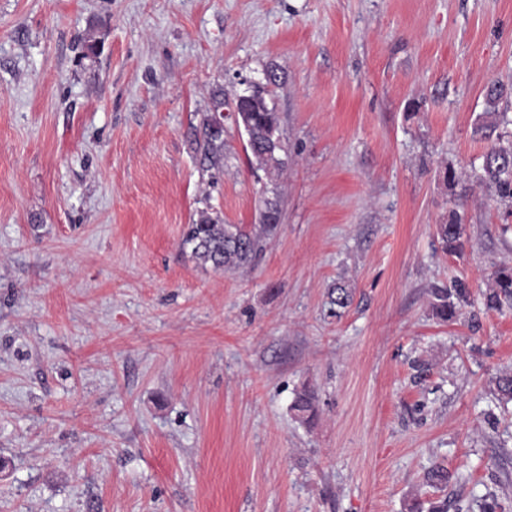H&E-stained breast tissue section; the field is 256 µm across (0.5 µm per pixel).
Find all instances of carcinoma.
Here are the masks:
<instances>
[{
    "mask_svg": "<svg viewBox=\"0 0 512 512\" xmlns=\"http://www.w3.org/2000/svg\"><path fill=\"white\" fill-rule=\"evenodd\" d=\"M505 87L493 83L487 87L486 102L489 106L487 115L495 117L496 104L503 96ZM247 125L244 131L248 136L247 148L257 164L271 175H279L285 165L280 152L284 150L279 124V115L272 91L265 89L257 92L246 105ZM216 116L208 117L203 123L202 142L199 146L204 159L212 168L222 166L224 162V133L214 131ZM481 181L495 189L497 196L512 200V147L493 145L483 156ZM462 217L453 211L448 222L436 225V236L446 252L458 253L463 247ZM276 225L267 223V216H262L260 223L251 227L240 224H226L219 217L202 211L199 218L188 225L182 240L183 247H191L192 255L203 263H210L216 269L235 270L252 264L263 250V240L270 236ZM470 291L461 282L452 288H436L433 291V315L443 322L453 320L457 310L451 297L468 299ZM353 300L352 289L338 283L332 289L331 303L336 306V315L347 308ZM484 306L488 310L502 307L512 302V266H498L483 294ZM317 394L310 388L303 389L296 397L293 409L310 420L317 414ZM426 483L435 488L448 485V470L442 466L431 469Z\"/></svg>",
    "mask_w": 512,
    "mask_h": 512,
    "instance_id": "obj_1",
    "label": "carcinoma"
}]
</instances>
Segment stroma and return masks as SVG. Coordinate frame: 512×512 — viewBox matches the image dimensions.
<instances>
[{
  "mask_svg": "<svg viewBox=\"0 0 512 512\" xmlns=\"http://www.w3.org/2000/svg\"><path fill=\"white\" fill-rule=\"evenodd\" d=\"M271 68L275 184L231 117ZM495 81L512 0H0V512H512V309L482 297L512 204L475 132ZM268 199L252 268L182 249L200 210L250 225ZM458 280L441 322L430 290ZM216 113L208 117L203 123L202 142L199 146L204 155V159L208 162L209 167L219 168L224 162V130L223 132L214 131V127L223 128V121L216 123ZM461 221V215L452 211L448 216V223L437 225L436 236L445 252L458 253L461 251L463 247Z\"/></svg>",
  "mask_w": 512,
  "mask_h": 512,
  "instance_id": "obj_1",
  "label": "stroma"
}]
</instances>
